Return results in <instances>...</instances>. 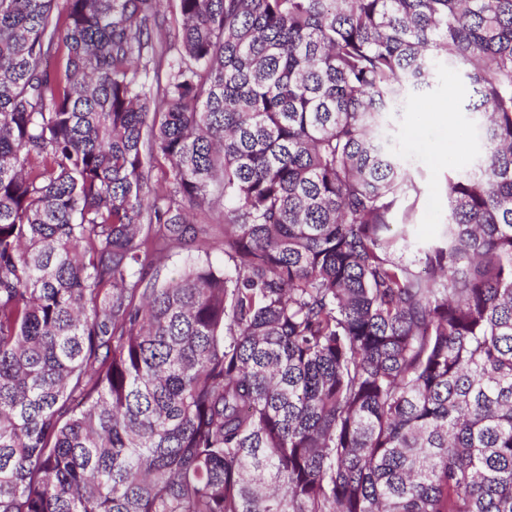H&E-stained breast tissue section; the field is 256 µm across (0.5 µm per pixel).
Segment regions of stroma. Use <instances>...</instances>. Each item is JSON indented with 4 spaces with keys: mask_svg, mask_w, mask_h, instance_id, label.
Masks as SVG:
<instances>
[{
    "mask_svg": "<svg viewBox=\"0 0 512 512\" xmlns=\"http://www.w3.org/2000/svg\"><path fill=\"white\" fill-rule=\"evenodd\" d=\"M424 99L437 103L454 101L452 125L429 120L421 112L391 115L395 149L413 164V172L424 187L414 225L410 230L411 246L406 258H414L419 247L437 242L442 226L448 221L447 180L451 160L464 155L476 160L482 152L480 141L449 137V128L470 125L472 116L466 110L472 98L471 90L456 77L440 74L432 87L423 92Z\"/></svg>",
    "mask_w": 512,
    "mask_h": 512,
    "instance_id": "35a3bbf8",
    "label": "stroma"
}]
</instances>
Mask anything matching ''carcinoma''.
<instances>
[{"label": "carcinoma", "mask_w": 512, "mask_h": 512, "mask_svg": "<svg viewBox=\"0 0 512 512\" xmlns=\"http://www.w3.org/2000/svg\"><path fill=\"white\" fill-rule=\"evenodd\" d=\"M162 4L0 0V512H512V0ZM423 98L437 103H447L451 98L456 112H452L455 137L448 136V126L429 120L423 112L391 114V131L395 149L404 159L413 163V174L421 181V197L410 229L411 246L405 252L407 259H414L417 249L435 243L442 234V225L448 223L447 180L450 160L464 155L470 162L482 152L481 142L461 137L459 130L470 126L472 116L465 106L472 99L471 90L447 71L440 74L432 87L425 89ZM462 148V149H461ZM198 224H206L208 227V241L210 244L208 253L210 260L216 264H222V260L224 259V253L220 249L219 241L222 239V231L223 225L216 215L212 213L208 214L206 217L198 216L196 221ZM195 247L196 246L173 249L162 261V263L165 264L162 274L175 273L182 268L189 257L206 259L205 253L203 251H197Z\"/></svg>", "instance_id": "obj_1"}]
</instances>
